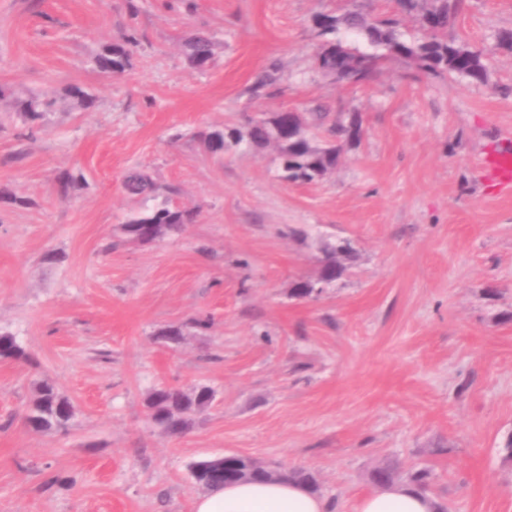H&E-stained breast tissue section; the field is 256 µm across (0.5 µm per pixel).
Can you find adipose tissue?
<instances>
[{"label": "adipose tissue", "mask_w": 512, "mask_h": 512, "mask_svg": "<svg viewBox=\"0 0 512 512\" xmlns=\"http://www.w3.org/2000/svg\"><path fill=\"white\" fill-rule=\"evenodd\" d=\"M431 497L406 485L363 497L356 512H433ZM194 512H330L328 502L288 482H241L200 495Z\"/></svg>", "instance_id": "obj_1"}]
</instances>
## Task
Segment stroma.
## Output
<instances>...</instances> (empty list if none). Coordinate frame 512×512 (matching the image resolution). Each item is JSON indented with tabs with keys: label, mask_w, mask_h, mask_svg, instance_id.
Masks as SVG:
<instances>
[{
	"label": "stroma",
	"mask_w": 512,
	"mask_h": 512,
	"mask_svg": "<svg viewBox=\"0 0 512 512\" xmlns=\"http://www.w3.org/2000/svg\"><path fill=\"white\" fill-rule=\"evenodd\" d=\"M344 5L0 0V333L30 355L0 361V512H191V464L224 454L311 471L333 512H354L389 462L429 469L449 512H512V191L483 169L512 149V54L497 48L512 0H463L448 27L486 49L482 84L397 58L363 86L323 74L313 17ZM133 32L125 74H99L96 54ZM197 32L216 42L203 70ZM273 64L276 91L252 96ZM33 97L52 102L34 123L18 110ZM321 107L362 136L311 184L281 180L273 148L218 156L194 137ZM142 168L157 193L128 195ZM65 170L78 180L62 200ZM165 202L196 222L123 234ZM342 240V277L293 297ZM170 325L173 348L156 339ZM44 378L77 409L67 432L22 422ZM165 385L215 392L178 438L146 413ZM189 59L197 69H204L209 66L212 59V41L203 34L194 36L188 42Z\"/></svg>",
	"instance_id": "stroma-1"
}]
</instances>
